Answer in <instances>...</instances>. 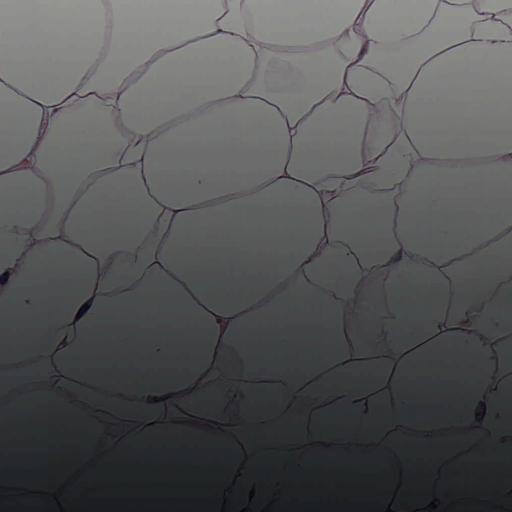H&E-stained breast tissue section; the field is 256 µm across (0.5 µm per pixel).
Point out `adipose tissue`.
<instances>
[{"instance_id":"obj_1","label":"adipose tissue","mask_w":512,"mask_h":512,"mask_svg":"<svg viewBox=\"0 0 512 512\" xmlns=\"http://www.w3.org/2000/svg\"><path fill=\"white\" fill-rule=\"evenodd\" d=\"M508 306L512 0H0L1 414L79 406L101 473L389 482L412 445L403 484L482 489ZM135 318L186 335L89 385L75 349ZM286 324L334 342L237 367ZM16 435L0 485L88 460Z\"/></svg>"}]
</instances>
